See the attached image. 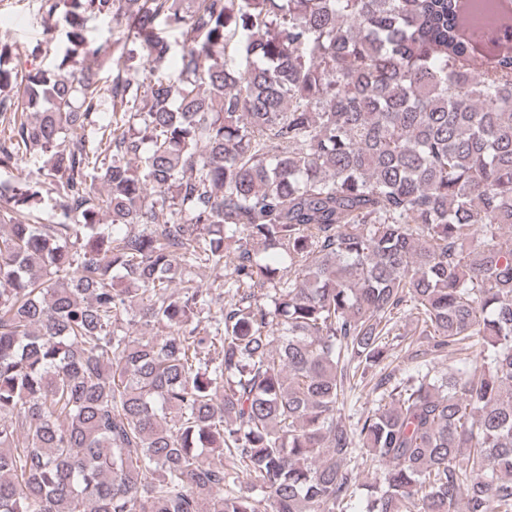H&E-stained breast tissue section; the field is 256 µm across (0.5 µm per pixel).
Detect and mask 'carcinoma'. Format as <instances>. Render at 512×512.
I'll return each mask as SVG.
<instances>
[{"instance_id": "carcinoma-1", "label": "carcinoma", "mask_w": 512, "mask_h": 512, "mask_svg": "<svg viewBox=\"0 0 512 512\" xmlns=\"http://www.w3.org/2000/svg\"><path fill=\"white\" fill-rule=\"evenodd\" d=\"M45 7L54 68L0 47V512H353L358 450L366 512H512V12ZM406 316L453 363L348 423ZM121 29L120 20H103L101 18H96L88 21L86 36L90 42L95 45H102L108 48L111 53L112 51H121L123 47H125V51L135 49L134 60H137L141 55H143V52L139 47V43H135L132 37H130L126 42L123 40L119 44L112 43L114 37H117L118 30ZM354 472L357 474V480L360 485V491L357 493V498L354 502L355 512H364L367 503V497L370 495L371 490L378 486V475L375 470L368 471V466L361 465V460L356 463Z\"/></svg>"}]
</instances>
